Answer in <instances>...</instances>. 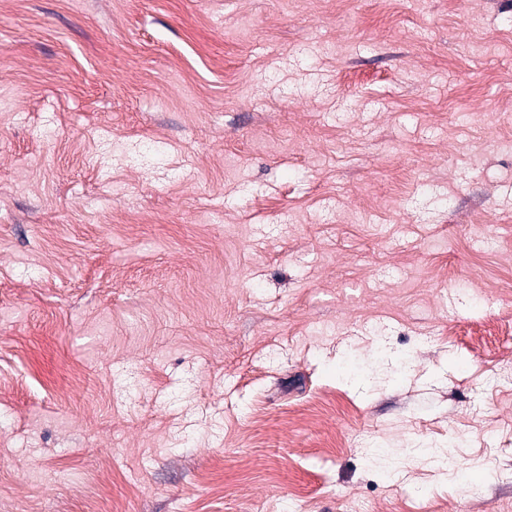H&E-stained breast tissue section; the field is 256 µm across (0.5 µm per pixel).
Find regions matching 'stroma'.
<instances>
[{"label":"stroma","instance_id":"stroma-1","mask_svg":"<svg viewBox=\"0 0 512 512\" xmlns=\"http://www.w3.org/2000/svg\"><path fill=\"white\" fill-rule=\"evenodd\" d=\"M512 512V0H0V512Z\"/></svg>","mask_w":512,"mask_h":512}]
</instances>
